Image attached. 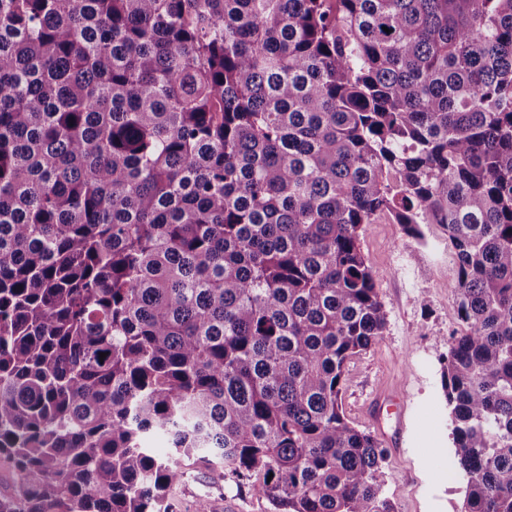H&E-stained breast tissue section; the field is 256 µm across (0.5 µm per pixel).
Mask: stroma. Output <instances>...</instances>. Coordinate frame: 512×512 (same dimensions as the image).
<instances>
[{
  "label": "stroma",
  "instance_id": "35a3bbf8",
  "mask_svg": "<svg viewBox=\"0 0 512 512\" xmlns=\"http://www.w3.org/2000/svg\"><path fill=\"white\" fill-rule=\"evenodd\" d=\"M423 231L418 240L383 219L361 237L387 326L376 344L348 361L341 404L352 426L377 435L395 419L373 422L369 405L381 388L403 384L405 430L399 452L384 468V490L395 512H462L465 483L454 465L444 390L449 341L462 331L452 295L455 265L443 228L427 224ZM178 495L187 505L208 497L211 512H270L250 487L230 480L214 485L201 474Z\"/></svg>",
  "mask_w": 512,
  "mask_h": 512
}]
</instances>
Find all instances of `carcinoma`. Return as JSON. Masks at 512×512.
Segmentation results:
<instances>
[{"label": "carcinoma", "mask_w": 512, "mask_h": 512, "mask_svg": "<svg viewBox=\"0 0 512 512\" xmlns=\"http://www.w3.org/2000/svg\"><path fill=\"white\" fill-rule=\"evenodd\" d=\"M381 218L448 233L464 512H512V0H0V512H395L341 405ZM204 476L199 473L177 490L184 505H191L197 498L207 496L211 512H270L268 502L250 487L237 486L229 479L215 485Z\"/></svg>", "instance_id": "obj_1"}]
</instances>
